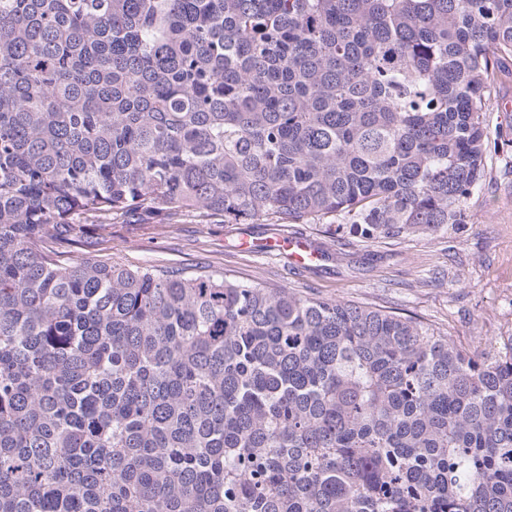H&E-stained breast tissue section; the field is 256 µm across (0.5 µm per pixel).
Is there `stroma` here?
<instances>
[{"label":"stroma","instance_id":"obj_1","mask_svg":"<svg viewBox=\"0 0 512 512\" xmlns=\"http://www.w3.org/2000/svg\"><path fill=\"white\" fill-rule=\"evenodd\" d=\"M469 221L435 236L363 246L325 224H228L183 212L168 224H116L109 259L137 268L202 270L240 282L380 306L432 325L478 349L512 334V148L491 153L466 203ZM301 237L323 254L310 267L283 253L244 251L242 236Z\"/></svg>","mask_w":512,"mask_h":512}]
</instances>
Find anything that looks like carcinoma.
<instances>
[{"mask_svg": "<svg viewBox=\"0 0 512 512\" xmlns=\"http://www.w3.org/2000/svg\"><path fill=\"white\" fill-rule=\"evenodd\" d=\"M507 60L512 0H0V512H512V335L105 255L465 224Z\"/></svg>", "mask_w": 512, "mask_h": 512, "instance_id": "cac0c4a2", "label": "carcinoma"}]
</instances>
